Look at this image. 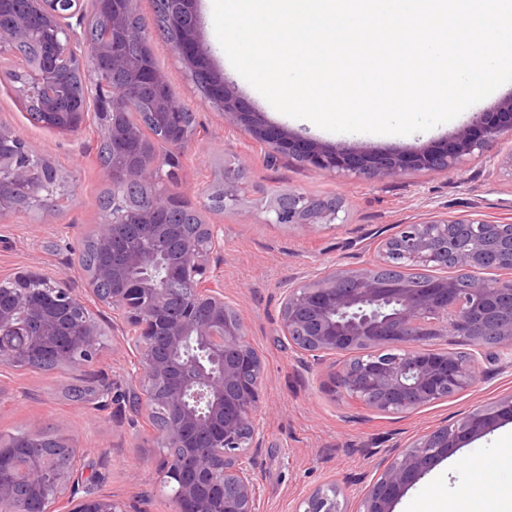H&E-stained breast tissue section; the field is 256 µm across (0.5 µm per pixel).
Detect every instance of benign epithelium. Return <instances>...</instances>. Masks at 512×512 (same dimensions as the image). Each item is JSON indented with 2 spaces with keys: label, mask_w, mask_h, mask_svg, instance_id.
I'll list each match as a JSON object with an SVG mask.
<instances>
[{
  "label": "benign epithelium",
  "mask_w": 512,
  "mask_h": 512,
  "mask_svg": "<svg viewBox=\"0 0 512 512\" xmlns=\"http://www.w3.org/2000/svg\"><path fill=\"white\" fill-rule=\"evenodd\" d=\"M139 0H0V79L14 82L25 109L40 125L79 137L94 118L101 140L124 163L103 169L112 189V214L95 225L91 241L112 261L87 272L88 290L110 308L133 354L128 371L136 409L163 407L158 425V471L173 490L176 512H257L255 458L260 448L252 420L260 394L262 359L248 342L235 308L212 265L222 260L218 224H203V238L181 239L176 254L167 241L176 225L166 217L187 206L172 173L195 138L184 121L189 111L151 64L156 44L144 29L130 27ZM165 24L176 33L169 51L190 76L203 73L225 122L247 130L268 152L295 154L320 173L369 180L411 169L455 170L465 157L482 154L512 137V97L494 111L476 114L447 140L409 152L378 153L324 145L293 136L247 110L217 69L199 33L198 0H167ZM101 27L95 40L90 26ZM136 38L134 62L116 39ZM112 76L145 90L148 121L136 122L126 98L99 78ZM166 130L169 152L149 148L143 128ZM65 189L56 167L34 152L0 120V223L26 210L47 217ZM340 207L300 193L278 195L270 224L309 227L330 224ZM477 215L404 224L387 238L368 267L329 269L313 281L286 289L280 327L295 348L320 355L358 351L333 372L337 392L380 415L407 413L467 391L476 381L475 356L436 347L454 336L476 346L512 348V232ZM155 247L144 249L141 239ZM434 263L458 275L416 288L392 275ZM506 266V279L482 272ZM39 282L42 287L32 288ZM102 332L85 299L62 278L27 270L0 277V362L34 369L47 352L59 366L90 363L102 347ZM512 420V394L482 405L450 424L423 432L379 464L358 512H393L395 503L452 448ZM9 476L0 477V512H126L110 495L86 498L82 454L60 471L50 455L40 457L1 447ZM334 485L315 489L297 512H343Z\"/></svg>",
  "instance_id": "7a95c632"
}]
</instances>
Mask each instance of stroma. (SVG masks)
Masks as SVG:
<instances>
[{
  "label": "stroma",
  "instance_id": "obj_1",
  "mask_svg": "<svg viewBox=\"0 0 512 512\" xmlns=\"http://www.w3.org/2000/svg\"><path fill=\"white\" fill-rule=\"evenodd\" d=\"M156 58L197 127L195 146L174 166L183 197L201 209L206 223L223 230L224 261L214 273L262 357L260 402L254 413L263 436L254 468L259 512H295L303 498L327 484L339 488L345 512H357L375 462L393 456L414 436L512 393V355L502 349L497 359L480 357L476 381L463 394L379 418L335 393L328 361L297 350L281 336L282 291L329 268L359 267L373 260L380 233H394L402 224L471 213L512 223V168L501 163L512 144L468 157L450 172L411 170L381 180L319 174L288 154L267 158L247 131L225 123L165 45H158ZM232 87L245 106L288 132L369 151L424 148L457 132L473 113L512 97V83L505 84L450 122L400 136L313 130L276 111L250 84L236 78ZM0 119L49 158L66 184L51 222L19 212L0 223V275L36 268L84 290L85 275L71 250L102 220L101 201L110 188L97 157L98 129L89 126L75 140L35 126L6 82H0ZM224 169L242 172L239 203L224 211L206 209L207 194ZM293 192L337 200L339 222L307 230L269 223L270 200ZM90 308L103 333L95 361L50 372L0 364V437L42 427L83 449L86 491L112 495L140 512H174L169 488L155 472L158 447L147 412L105 406L97 396L104 383L116 394L125 389L130 356L112 334L111 308L95 302ZM511 446L512 421L451 449L408 489L394 512H452L458 491L479 494L491 477L502 489L512 488V466L502 455Z\"/></svg>",
  "mask_w": 512,
  "mask_h": 512
}]
</instances>
